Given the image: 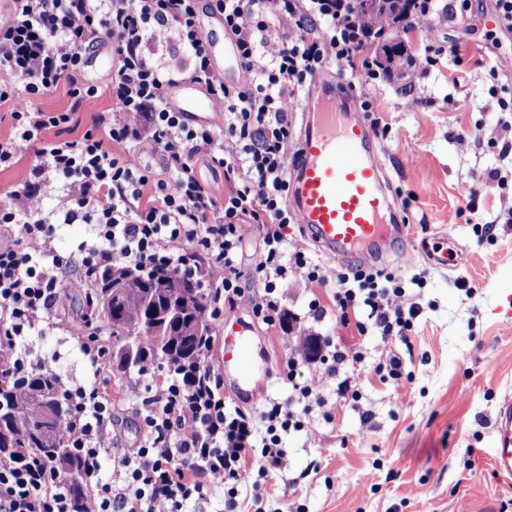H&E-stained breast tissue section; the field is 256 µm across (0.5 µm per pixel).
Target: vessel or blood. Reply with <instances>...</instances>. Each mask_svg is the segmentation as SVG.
Masks as SVG:
<instances>
[{"mask_svg": "<svg viewBox=\"0 0 512 512\" xmlns=\"http://www.w3.org/2000/svg\"><path fill=\"white\" fill-rule=\"evenodd\" d=\"M168 104L192 123H211L216 110L196 84L165 90ZM301 161L290 171L289 205L311 240L338 260L378 261L384 247L399 248V259H416L407 248V220L379 160V146L361 112L360 100L340 90L325 70L313 79L302 103ZM220 370L241 395L258 400L267 369L248 324L225 319ZM495 471L512 477V399H504L493 423Z\"/></svg>", "mask_w": 512, "mask_h": 512, "instance_id": "vessel-or-blood-1", "label": "vessel or blood"}]
</instances>
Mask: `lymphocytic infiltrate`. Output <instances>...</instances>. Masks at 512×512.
<instances>
[{"label":"lymphocytic infiltrate","instance_id":"f902f5d3","mask_svg":"<svg viewBox=\"0 0 512 512\" xmlns=\"http://www.w3.org/2000/svg\"><path fill=\"white\" fill-rule=\"evenodd\" d=\"M0 21V106H9L12 134L0 139V167L18 162L24 145L35 161L0 203V374L8 381L59 380L73 402L64 439L84 470L86 512H186L189 501L223 490V512H242V486L282 466V438L314 434L312 405H323L318 379L302 378L297 359L286 363L289 395L266 399L260 411L226 402L224 378L206 343L195 364L172 366L162 380H139V413L148 431L118 459L111 481L99 478L115 438L109 369L112 340L93 316L77 335L90 375L58 378L48 358H29L30 337L60 327L50 311L61 288L89 294L90 275L109 268L174 270L198 284L212 318L246 312L269 329L290 319L319 322L326 309L310 299L293 315L283 304L288 276L330 289L341 327L359 340L327 343L322 357L336 376V398L358 402L367 369L361 337L408 341L420 307L391 269L331 268L308 246L289 243L296 216L286 203L291 149L289 112L313 77L338 65L348 79L369 83L383 70L359 47L358 0H213L224 32L235 42L250 80L224 82L212 63L200 24L199 0H13ZM415 27L424 34L427 67L446 51L431 31L448 22L449 7L417 0ZM112 43V79L104 91L111 117L70 140H47L46 130L70 125L97 86L78 75L88 54ZM203 85L224 105L218 120L190 124L172 109L164 89L175 82ZM65 88L67 109L47 112L37 102ZM149 139L168 159L164 173L140 161ZM209 154L224 169L227 188L216 201L193 158ZM61 185L64 204L44 211L43 197ZM93 225L77 261L56 254L55 224ZM258 227L260 253L248 275L239 271L244 228ZM81 276L65 278L70 264ZM0 512H75L70 490L52 464L0 454Z\"/></svg>","mask_w":512,"mask_h":512}]
</instances>
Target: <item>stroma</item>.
<instances>
[{
	"instance_id": "1",
	"label": "stroma",
	"mask_w": 512,
	"mask_h": 512,
	"mask_svg": "<svg viewBox=\"0 0 512 512\" xmlns=\"http://www.w3.org/2000/svg\"><path fill=\"white\" fill-rule=\"evenodd\" d=\"M495 0H471L439 38L456 50L414 83L398 77L368 85L386 132L377 134L393 187L413 192L406 209L408 247L424 255L409 266L388 258L423 312L410 345L369 336L367 364L396 351L410 381L400 386L367 375L357 405L336 400L324 368V408L313 411V435L284 439V464L271 475L266 512H502L512 504V478L493 468L492 425L512 396V28L492 25ZM447 255V266L435 258ZM466 279L467 288L457 285ZM83 299L63 291L56 304L61 330L32 339L31 357L54 359L64 377L84 379L87 367L69 330L78 328ZM351 340L336 317L268 338L265 396L286 398L284 362L303 354L309 336ZM138 371L111 370L116 446L102 462L135 447L147 430L134 386ZM370 422H363V413ZM320 469L306 474L310 462Z\"/></svg>"
}]
</instances>
